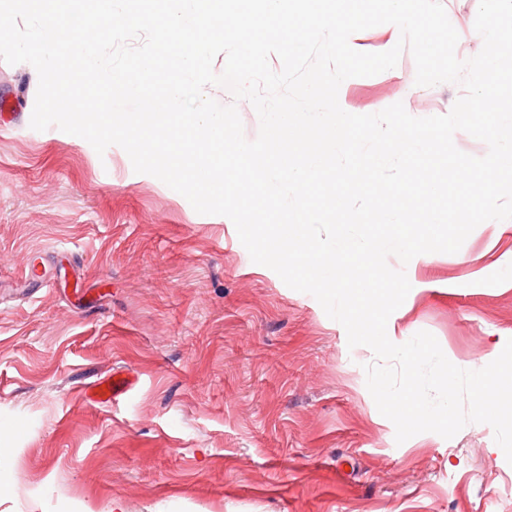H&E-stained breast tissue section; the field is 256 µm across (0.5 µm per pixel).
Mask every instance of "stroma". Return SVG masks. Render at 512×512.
I'll list each match as a JSON object with an SVG mask.
<instances>
[{"label":"stroma","instance_id":"1","mask_svg":"<svg viewBox=\"0 0 512 512\" xmlns=\"http://www.w3.org/2000/svg\"><path fill=\"white\" fill-rule=\"evenodd\" d=\"M442 2L457 57L475 56L478 0ZM415 74L403 52L339 104L428 117L464 93ZM37 87L30 64L0 62V512H512L490 425L396 443L369 347L120 146L33 130ZM31 262L50 287H24ZM388 264L411 284L390 317L406 337L430 332L467 370L512 338V219ZM117 370L133 392L97 402Z\"/></svg>","mask_w":512,"mask_h":512}]
</instances>
